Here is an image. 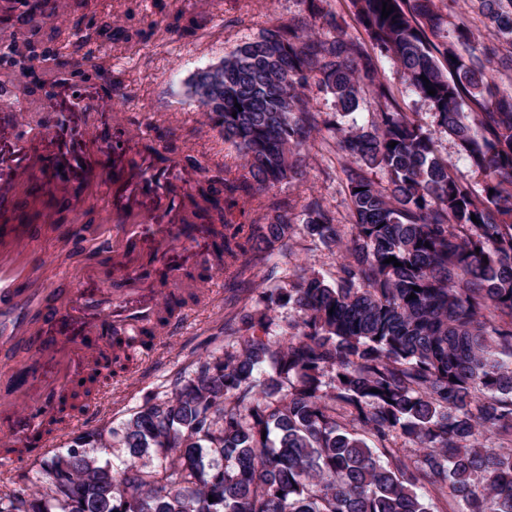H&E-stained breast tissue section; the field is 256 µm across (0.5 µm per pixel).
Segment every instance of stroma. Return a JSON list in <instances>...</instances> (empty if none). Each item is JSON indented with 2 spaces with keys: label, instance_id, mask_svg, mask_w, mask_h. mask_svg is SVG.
<instances>
[{
  "label": "stroma",
  "instance_id": "stroma-1",
  "mask_svg": "<svg viewBox=\"0 0 512 512\" xmlns=\"http://www.w3.org/2000/svg\"><path fill=\"white\" fill-rule=\"evenodd\" d=\"M180 4L187 13L211 18L196 38L185 39L172 33L162 39L151 37L133 47L122 42L109 44L112 69L121 79L125 93L120 113L99 108L103 92L96 80L82 87L76 106L68 101L65 89L56 90L50 101L40 90L22 101L26 120L9 131V139L25 149L52 153L72 146L82 153L85 144L73 138L82 128L116 132L133 123L138 125L143 142L173 143L178 150H192L205 164L217 159L236 162L235 148L224 142L218 130L203 126L202 114L187 94V83L198 71L219 63L238 44L257 37L264 27L306 15L308 4L306 0H180ZM322 6L323 13L311 20L317 32L329 35L339 26L348 36L362 37L351 0H322ZM438 6L449 25L466 24L481 44H495L493 30L471 0H439ZM109 13L117 17L131 14L132 26L145 30L165 26L168 21L161 0H95L92 20ZM376 64L401 110L424 125H432L430 107L404 84L396 59L383 53L377 55ZM304 157L302 179L280 184L278 195L290 198L299 207L307 199H318L341 231H349L350 200L343 174L347 158L336 138L330 132H322ZM64 248L78 251L74 267L93 268L94 276L74 281L56 276L49 263ZM38 256L33 272L51 290L77 287L98 298L112 285L110 267L104 264L96 242H68L57 231L43 240ZM274 261L277 268L270 284L284 287L303 267L335 282L341 258L337 250L313 241L300 226L290 241L287 256H275ZM263 276L260 269L238 278L228 273L214 276L208 286L218 295L211 305L189 311L183 329L170 340L157 343L154 351L138 362L135 373L118 376L100 387L94 399L98 412L92 428L119 426L146 401L169 394L176 378L191 375L199 359L221 351L230 341L224 331L225 320L254 309Z\"/></svg>",
  "mask_w": 512,
  "mask_h": 512
}]
</instances>
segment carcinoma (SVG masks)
Listing matches in <instances>:
<instances>
[{
  "instance_id": "1",
  "label": "carcinoma",
  "mask_w": 512,
  "mask_h": 512,
  "mask_svg": "<svg viewBox=\"0 0 512 512\" xmlns=\"http://www.w3.org/2000/svg\"><path fill=\"white\" fill-rule=\"evenodd\" d=\"M92 2L53 0L50 14L68 23L47 33L19 20L0 39V65L21 76L39 68L40 90L100 80L120 112L122 82L101 47L144 34L110 13L81 28L74 15ZM352 2L364 39L339 29L318 38L303 17L275 22L191 78V97L237 149L242 173L215 162L176 193L181 223L208 240L207 252L178 294L156 270L153 316L139 336L112 338L42 434L66 429L102 379L129 372L176 314L198 305L196 284L267 265L296 221L346 249L336 284L307 271L292 288L264 289L263 311L241 318L236 343L120 426L73 438L79 452H47L42 477L0 490V512H430L418 493L426 487L450 512H512V95L487 70L494 60L512 71V54L478 48L464 24L448 28L436 0ZM477 3L512 45V0ZM169 18L164 33L187 38L211 22L179 7ZM73 39L98 50L75 59ZM375 49L398 60L435 128L397 109ZM311 78L335 99L350 160L349 246L319 200L297 215L275 192L302 177L301 152L319 130ZM367 94L383 101L371 123H343ZM438 132L469 158L480 189L451 175ZM374 168L387 185L369 176ZM391 256L402 266L384 263ZM287 305L295 319L283 327L275 312Z\"/></svg>"
}]
</instances>
